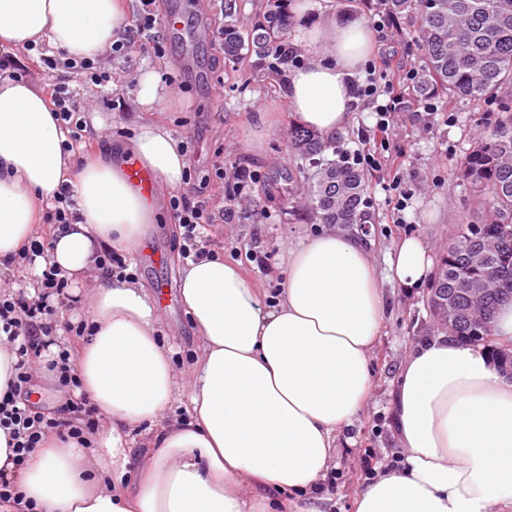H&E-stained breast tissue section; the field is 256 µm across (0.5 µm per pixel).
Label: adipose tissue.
<instances>
[{
    "label": "adipose tissue",
    "instance_id": "1",
    "mask_svg": "<svg viewBox=\"0 0 512 512\" xmlns=\"http://www.w3.org/2000/svg\"><path fill=\"white\" fill-rule=\"evenodd\" d=\"M125 11V0H0V47L43 41L98 57ZM302 37L311 58L291 73L287 106L330 140L350 119L373 34L355 16L324 19ZM65 139L39 89L0 78V268L36 235L35 202L66 183L82 220L53 232L35 265L55 263L80 283L104 248L131 250L157 218L159 203L130 181L128 159L175 190L186 157L177 138L147 121L80 165L63 152ZM287 264L270 302L238 264L204 259L184 269L179 301L200 347L181 419L164 416L177 378L146 293L116 277L98 284L95 328L77 360L81 390L101 418L91 448L53 435L19 469L0 429V476L39 512H322L336 435L372 388L380 279L367 245L333 229L289 250ZM388 264L412 288L432 259L415 235L399 241ZM392 407L402 461L357 493L354 512H512V380L485 348L445 335L425 340L402 364ZM136 431L146 451L133 472Z\"/></svg>",
    "mask_w": 512,
    "mask_h": 512
}]
</instances>
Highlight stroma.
I'll use <instances>...</instances> for the list:
<instances>
[{
  "label": "stroma",
  "instance_id": "stroma-1",
  "mask_svg": "<svg viewBox=\"0 0 512 512\" xmlns=\"http://www.w3.org/2000/svg\"><path fill=\"white\" fill-rule=\"evenodd\" d=\"M180 0H160L153 31L137 28L138 4L127 0L125 27L131 36L122 55L108 59L112 71V96L103 98L97 86L71 75L70 85L91 129L89 140L100 148L102 138L121 141L131 137L134 126L147 119L166 126L181 139L188 168L211 171L205 188L185 184L181 192L203 201L221 223L209 226L207 245L227 260L240 262L244 274L266 296L283 286L286 254L319 229L313 215L302 206V181L316 177L306 166L302 180H294L296 162L288 152V130L294 122L286 106L285 84L258 73L253 58L234 63L224 59L216 34L222 20V0H188L182 13L183 38L167 28L165 14ZM344 18L360 14L375 34L369 57L376 67L377 87L393 85L403 94L411 87L409 73L418 71L419 54L414 20L389 18L376 0H310L306 12L295 16L291 39L300 45L301 62H308L303 30L327 14ZM162 44L164 55L154 52ZM173 78L172 103L153 112H142L133 82L144 70ZM434 112L423 103L402 102L392 113L386 133L375 131L374 107L358 101L346 130L336 139L338 151L369 149L377 159L366 168L367 195L372 222L350 228V235H366L373 242L372 259L381 280L385 307L382 333L370 361L372 389L364 411L353 424L337 434L330 470L338 479L328 486L327 512H353V501L367 480L361 459L372 454L376 470H383L400 448L395 434L391 400L401 364L408 353L439 330L426 300L429 284L408 290L392 278L386 258L397 241L408 234L423 236L433 259H440L456 225L481 220L482 210L469 184L457 176L465 152L474 143L486 104L462 103L449 97L435 100ZM223 177H215L216 169ZM243 169L251 179L231 214H224L226 195ZM170 195L161 192L160 222L131 254L137 281L160 310V330L173 350L179 386H186L199 342L178 302L180 274L186 262L180 252L183 229L169 206ZM405 201L397 210V201Z\"/></svg>",
  "mask_w": 512,
  "mask_h": 512
}]
</instances>
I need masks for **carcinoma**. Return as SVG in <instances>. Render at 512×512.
I'll return each mask as SVG.
<instances>
[{
    "instance_id": "cac0c4a2",
    "label": "carcinoma",
    "mask_w": 512,
    "mask_h": 512,
    "mask_svg": "<svg viewBox=\"0 0 512 512\" xmlns=\"http://www.w3.org/2000/svg\"><path fill=\"white\" fill-rule=\"evenodd\" d=\"M236 0H224V59L255 56L281 81L296 63L298 49L289 40L292 27L287 0H267L262 18L240 25ZM395 18L417 24L420 81L409 99L448 95L488 102L489 130L461 160L458 175L480 193L484 215L476 224H460L441 257L427 306L438 327L464 342H483L498 367L512 376V349L498 340L493 320L499 307L512 303V0H379ZM289 150L316 161L336 142L292 126ZM303 203L321 224H364L368 219L363 170L344 160L322 164L317 179L303 188ZM457 310L445 321L446 306Z\"/></svg>"
}]
</instances>
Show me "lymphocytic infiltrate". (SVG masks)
Instances as JSON below:
<instances>
[{
    "label": "lymphocytic infiltrate",
    "instance_id": "1",
    "mask_svg": "<svg viewBox=\"0 0 512 512\" xmlns=\"http://www.w3.org/2000/svg\"><path fill=\"white\" fill-rule=\"evenodd\" d=\"M36 51L45 71L56 77L51 92L54 118L69 132L65 150H73L83 139L85 122L70 89L69 76L83 75L108 95L112 92V75L96 58L55 56L48 54L42 45ZM169 205L184 229L180 246L183 258L197 261L209 257L210 252L202 246L198 232L199 226L213 221L208 210L178 193L171 194ZM38 283L39 292L31 298L20 292L0 290V344L9 346L16 356L15 379L10 389L0 395V428L8 432L14 461L19 466L52 434L88 447V436L98 423L96 412L86 398L74 394L81 382L70 349L55 342L58 314L70 297L68 277L60 267L49 264L39 275ZM52 344L57 347L53 354L48 351ZM37 365L52 376L59 389L68 392L65 414L31 402L33 368Z\"/></svg>",
    "mask_w": 512,
    "mask_h": 512
}]
</instances>
